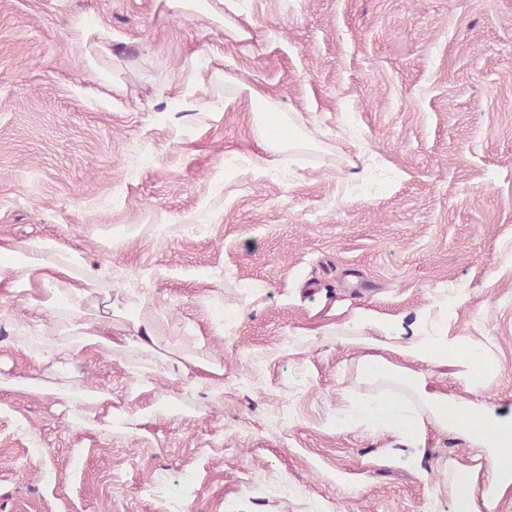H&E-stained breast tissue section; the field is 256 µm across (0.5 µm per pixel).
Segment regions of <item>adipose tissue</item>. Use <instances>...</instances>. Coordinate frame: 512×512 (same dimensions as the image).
Segmentation results:
<instances>
[{
    "instance_id": "adipose-tissue-1",
    "label": "adipose tissue",
    "mask_w": 512,
    "mask_h": 512,
    "mask_svg": "<svg viewBox=\"0 0 512 512\" xmlns=\"http://www.w3.org/2000/svg\"><path fill=\"white\" fill-rule=\"evenodd\" d=\"M112 268H95L84 263L73 251L63 250L49 240L16 242L0 239V288L28 301L30 294L43 295L45 305L63 304L65 331L75 337V352L117 349L112 338L111 296L105 284L119 280ZM93 303V322L78 323L73 316L84 303ZM431 311L423 309L411 324L398 318H380L358 312L345 327L364 346L361 367L371 380L394 373L413 388L427 405L431 416L422 422L393 393L385 392L361 400L346 417V425L367 431L405 435L412 446L421 443L423 424L460 438L467 447L486 453V469L499 491L512 488V416L497 413L476 394L499 371L500 363L478 346L468 345L465 337L449 334L446 327L429 322ZM447 374L462 385L464 395L440 392L430 384L435 373ZM179 382L183 388L205 387L213 397L224 392L223 373L199 352L188 366L182 367ZM8 388L33 393L53 401L56 410H64L74 399L87 395L103 401V394H89L85 388L72 389L27 378L9 380Z\"/></svg>"
}]
</instances>
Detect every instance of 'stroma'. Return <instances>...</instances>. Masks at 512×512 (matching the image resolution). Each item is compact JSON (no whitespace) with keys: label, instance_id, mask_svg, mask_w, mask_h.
Masks as SVG:
<instances>
[{"label":"stroma","instance_id":"obj_1","mask_svg":"<svg viewBox=\"0 0 512 512\" xmlns=\"http://www.w3.org/2000/svg\"><path fill=\"white\" fill-rule=\"evenodd\" d=\"M242 82L277 103L264 168ZM0 238L123 269L143 300L112 290L113 335L163 330L57 373L21 336L58 310L0 291V377L81 382L122 420L0 388V512H449L473 452L345 425L386 389L425 407L319 330L454 299L450 332L500 362L481 399L512 409V0H0ZM200 343L216 400L163 372Z\"/></svg>","mask_w":512,"mask_h":512}]
</instances>
